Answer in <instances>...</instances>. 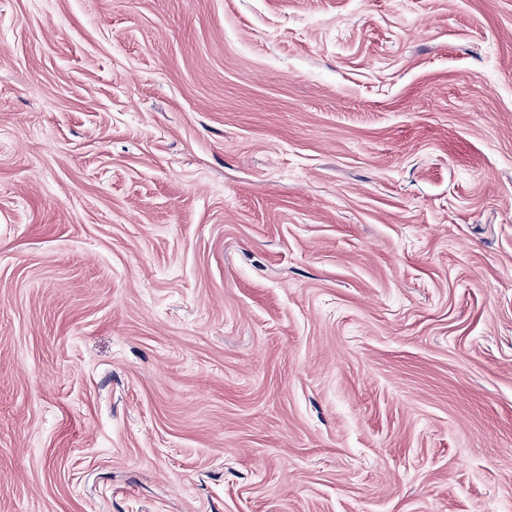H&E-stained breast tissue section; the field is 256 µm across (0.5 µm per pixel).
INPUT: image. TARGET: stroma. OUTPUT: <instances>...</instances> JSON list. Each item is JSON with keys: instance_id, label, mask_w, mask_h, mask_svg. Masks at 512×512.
<instances>
[{"instance_id": "stroma-1", "label": "stroma", "mask_w": 512, "mask_h": 512, "mask_svg": "<svg viewBox=\"0 0 512 512\" xmlns=\"http://www.w3.org/2000/svg\"><path fill=\"white\" fill-rule=\"evenodd\" d=\"M0 512H512V0H0Z\"/></svg>"}]
</instances>
